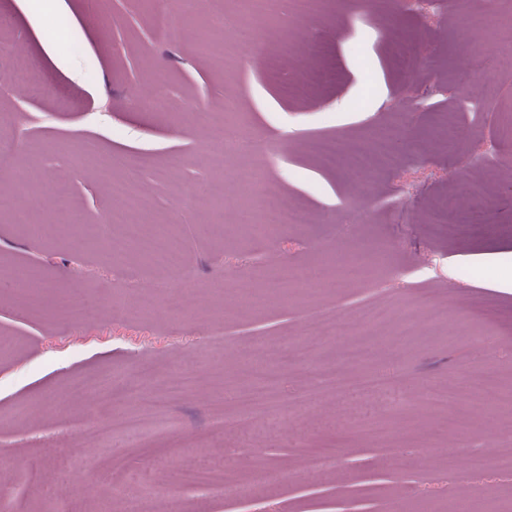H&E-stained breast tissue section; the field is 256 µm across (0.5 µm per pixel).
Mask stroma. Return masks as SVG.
Segmentation results:
<instances>
[{"label":"stroma","instance_id":"obj_1","mask_svg":"<svg viewBox=\"0 0 512 512\" xmlns=\"http://www.w3.org/2000/svg\"><path fill=\"white\" fill-rule=\"evenodd\" d=\"M157 5L106 0L93 21L84 0H49L42 9L0 0V47L18 49L42 83L31 97L0 82V150L10 156L0 193H13L34 168L67 177L69 200L93 230L113 208L101 166L132 159L150 197L143 218L165 224L194 293L183 312L169 302L175 275L94 238L74 247V228L40 236L0 215V336L19 342L0 354V462L15 470L16 512H53L61 498L69 512H158L140 497L144 488L170 498L172 512H461L456 489L464 483L487 505L512 504V472L465 465L488 451L512 454V409L496 408L483 422L462 404L452 424L434 401L459 391L471 367L512 389V288L501 285L512 277V175L496 165L512 156L503 133L512 126V72L492 64L512 51V0H323L308 18L292 0H275L230 73L218 53L198 46L234 32L235 0H201L175 42L154 37ZM477 6L494 25L465 36L461 21ZM393 26L416 48L404 69ZM285 45L291 51L279 70L261 65ZM318 62L335 76L312 102L283 94L300 66ZM156 72L171 103L166 117L145 103ZM486 80L498 96L468 99L470 86ZM228 100L237 106L228 122L244 146L218 172L198 113L223 111ZM399 112L407 120L391 142L396 168L376 169L359 186L321 164L318 141L372 143ZM448 112L458 124L452 151L434 142ZM174 153L183 166L159 181ZM240 167L256 172L257 189L285 192L307 223L218 239L204 229L213 209L179 211L187 195L240 201L232 179ZM462 190L481 203L485 230L433 232L435 202ZM355 257L364 274L349 282L339 267ZM23 265L39 270V287L20 291L12 271ZM285 265L312 274L316 287L290 288L283 300L267 294L265 283ZM241 281L254 287L243 306ZM146 293L153 308L140 305ZM374 308L389 315L361 335L370 354L360 364H344L346 340L315 333L311 323L317 313L343 320ZM436 311L443 321H432ZM402 324L411 331L404 341ZM292 339L349 382L380 377L384 387L369 396L323 388L317 368L291 356ZM255 359L277 373L280 406L259 431L234 397L253 384ZM199 366L200 387L156 412L154 385ZM106 376L112 394L104 400L97 382ZM78 382L90 386L87 404L63 407ZM307 392L318 399L311 427L292 429L294 402ZM129 416L140 418L138 434L117 430ZM224 419L236 429L213 446ZM94 422L102 431L90 473L80 434ZM186 463L212 471V482H186Z\"/></svg>","mask_w":512,"mask_h":512}]
</instances>
